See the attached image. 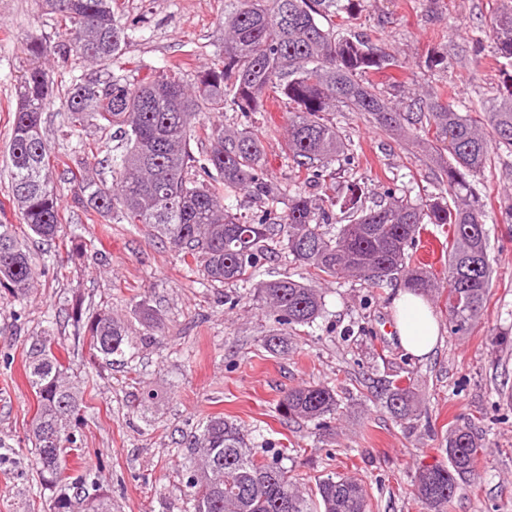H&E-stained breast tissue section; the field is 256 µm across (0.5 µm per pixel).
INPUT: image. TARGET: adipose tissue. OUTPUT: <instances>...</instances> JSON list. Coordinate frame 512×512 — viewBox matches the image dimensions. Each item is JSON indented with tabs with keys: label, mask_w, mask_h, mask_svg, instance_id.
<instances>
[{
	"label": "adipose tissue",
	"mask_w": 512,
	"mask_h": 512,
	"mask_svg": "<svg viewBox=\"0 0 512 512\" xmlns=\"http://www.w3.org/2000/svg\"><path fill=\"white\" fill-rule=\"evenodd\" d=\"M395 330L402 349L415 358L428 356L439 338V324L429 304L419 295L398 291L393 300Z\"/></svg>",
	"instance_id": "ef3b65f1"
}]
</instances>
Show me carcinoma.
Masks as SVG:
<instances>
[{
    "label": "carcinoma",
    "instance_id": "obj_1",
    "mask_svg": "<svg viewBox=\"0 0 512 512\" xmlns=\"http://www.w3.org/2000/svg\"><path fill=\"white\" fill-rule=\"evenodd\" d=\"M67 23L57 42L31 38L25 45L28 68L17 87L9 147V197L30 231L43 240L60 228V195L50 171V146L41 129L52 102L50 80L41 62L56 56L111 66L129 35L112 22V0H41ZM362 0H230L224 11V37L214 58L201 68L192 86L167 71L136 82L112 73L72 80L61 104L70 127L93 126L117 133L122 142L118 178L108 186L88 173L72 174L78 201L104 217L143 224L204 279L221 285L249 282L272 246H283L294 263L317 279L358 281L385 288L394 280L418 293L443 295L451 332L466 335L482 317L490 291L486 204L472 178L484 172L495 148L512 149V89L486 106L484 121L461 112L440 95L412 93L399 108L378 90L371 76L396 65L394 58L368 38L343 33L325 17L357 13ZM489 35L495 55L512 60V6L497 12ZM288 101L285 151L304 180L273 187L263 177L266 157L260 127L211 126L204 158L190 147L192 127L202 112L230 108L247 116L267 111L270 101ZM362 112L382 129L400 137L419 122L433 129L436 149L448 153L442 166L447 188L397 193L386 189V202L364 207L363 190L347 186L332 199L307 190L319 185L332 163L345 155L328 112ZM239 191L257 200L285 205L272 222L267 215L245 218L231 212L226 198ZM346 215L339 224L334 211ZM450 225L448 275L441 281L423 266L410 263L423 225ZM39 275L30 252L13 225L0 223V290L23 300ZM249 300L273 318L276 328L263 337L271 353L288 350V330L310 326L322 317V293L288 276L261 281ZM149 334L162 323L148 302H137ZM75 339L107 364L137 348L112 312L73 308ZM52 336L31 337L25 377L37 400L31 424L32 447L42 484L52 493V512H112V500L87 470L69 466L81 445V391L68 380ZM386 408L403 422L420 417L413 378L387 381ZM341 408L337 390L324 384L288 389L280 401L284 417L302 419L326 430ZM448 464L422 469L415 497L426 512H447L448 502L475 475L485 455L470 427L455 428L445 448ZM287 449L252 452L249 434L236 421L214 415L191 435L181 463L193 512H368L370 494L362 479L329 475L316 482L315 498L305 496L283 464Z\"/></svg>",
    "mask_w": 512,
    "mask_h": 512
}]
</instances>
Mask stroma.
Instances as JSON below:
<instances>
[{
    "label": "stroma",
    "instance_id": "obj_1",
    "mask_svg": "<svg viewBox=\"0 0 512 512\" xmlns=\"http://www.w3.org/2000/svg\"><path fill=\"white\" fill-rule=\"evenodd\" d=\"M228 0H112L115 23L130 44L112 62L113 75L139 79L175 68L193 84L210 62L224 28ZM507 0H363L348 31L369 36L394 55L398 67L374 77L386 97L421 88L459 104L490 102L512 83V61L496 57L488 43L491 16ZM63 25L38 0H0V222L13 225L42 274L23 301L0 291V512H49V490L41 488L28 430L36 397L25 378L32 337L56 336L60 355L82 393L83 441L76 466L92 469L112 499V512H188L189 492L179 467L186 435L206 418L224 414L248 431L256 452L287 448L286 467L314 488L319 477L338 473L370 488V512H424L413 495L419 469L447 463L452 428L469 423L488 455L448 512H512V407L499 392L512 387V348H494L490 331L512 334V223L501 218L512 207V152L496 149L476 180L486 203L492 288L484 314L468 335L451 334L444 303H428L440 326L434 352L425 359L400 348L392 300L403 284L380 291L357 282L319 281L326 304L313 327L291 336L288 354L267 352L263 336L272 319L244 298L242 285H209L201 273L152 238L143 225L105 218L74 201L70 172L89 167L97 178H113L103 158L118 142L92 132L71 133L60 105L42 116L43 133L58 163L53 169L62 195L57 239L42 241L10 202L7 167L16 89L27 67V37L60 40ZM483 39L481 53L471 49ZM448 52L447 68L431 69V51ZM284 104L249 117L226 111L224 125L244 128L271 123L277 133L264 141L268 181L285 184L296 167L280 135ZM354 164L336 162V177L324 187L356 180L365 204L384 199L386 188L416 180L431 186L441 169L417 137L397 139L358 112H332ZM240 296L229 307L228 296ZM148 297L161 319V340L146 338L135 309ZM106 308L125 321L140 342L127 363L106 365L88 346L74 343L73 307ZM412 374L422 407L409 425L384 406L382 383ZM308 383L336 387L343 404L330 429L283 419L279 402L288 389ZM155 395L150 419L136 404Z\"/></svg>",
    "mask_w": 512,
    "mask_h": 512
}]
</instances>
